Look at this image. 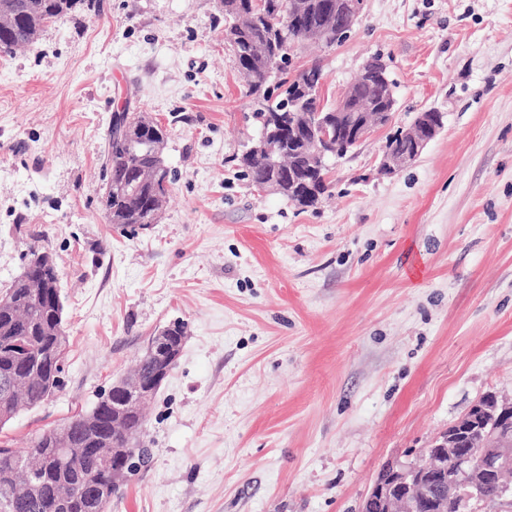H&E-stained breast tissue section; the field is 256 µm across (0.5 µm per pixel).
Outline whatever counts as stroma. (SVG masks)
<instances>
[{"instance_id": "obj_1", "label": "stroma", "mask_w": 512, "mask_h": 512, "mask_svg": "<svg viewBox=\"0 0 512 512\" xmlns=\"http://www.w3.org/2000/svg\"><path fill=\"white\" fill-rule=\"evenodd\" d=\"M376 53L393 119L301 212L234 163L258 128L220 0H93L0 52V293L49 250L66 336L61 387L0 448L89 412L176 320L151 461L107 512H359L383 466L512 397V0H364L344 44L292 57L320 61L329 106ZM428 109L443 129L381 173L387 136ZM117 112L167 131L175 179L142 230L100 203Z\"/></svg>"}]
</instances>
